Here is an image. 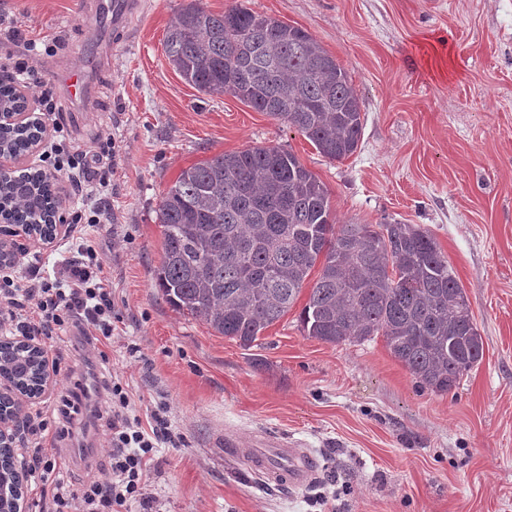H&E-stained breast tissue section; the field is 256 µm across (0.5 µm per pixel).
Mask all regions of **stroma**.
Listing matches in <instances>:
<instances>
[{"mask_svg":"<svg viewBox=\"0 0 512 512\" xmlns=\"http://www.w3.org/2000/svg\"><path fill=\"white\" fill-rule=\"evenodd\" d=\"M308 31L350 74L363 129L336 161L296 129L172 69L166 29L187 0H144L131 36L87 20L83 0H0V74L31 62L66 110L47 143L113 140L105 199L62 181L64 213L109 202L95 247L112 284L103 372L142 420L168 404L174 443L158 449L130 512H512V0H202L236 2ZM44 38L29 51L27 42ZM90 88L69 99L62 77ZM294 153L327 187L339 224L395 219L428 230L463 286L484 340L481 363L449 393L421 388L382 338L308 337L299 308L246 349L171 307L154 282L160 202L196 163L249 146ZM73 343L42 397L84 379ZM288 438L319 463L299 488L253 474L224 446ZM49 459L73 485L109 459L96 423L74 424Z\"/></svg>","mask_w":512,"mask_h":512,"instance_id":"1","label":"stroma"}]
</instances>
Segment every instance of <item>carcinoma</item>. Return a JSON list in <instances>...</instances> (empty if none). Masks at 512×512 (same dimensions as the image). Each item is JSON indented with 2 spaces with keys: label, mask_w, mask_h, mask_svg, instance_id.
Returning <instances> with one entry per match:
<instances>
[{
  "label": "carcinoma",
  "mask_w": 512,
  "mask_h": 512,
  "mask_svg": "<svg viewBox=\"0 0 512 512\" xmlns=\"http://www.w3.org/2000/svg\"><path fill=\"white\" fill-rule=\"evenodd\" d=\"M165 54L188 84L230 94L286 123L323 156L353 154L363 123L348 72L304 29L239 3L222 14L189 0L167 28ZM40 130L0 131V150L28 152ZM48 177L0 181V219L39 223L55 210ZM163 255L155 286L176 310L250 348L288 313L321 264L299 320L325 343L384 338L422 388L450 392L483 358L468 298L429 231L414 224H335L330 194L278 146L220 154L181 172L158 209ZM42 351L0 340V380L39 390ZM24 478L0 447V512Z\"/></svg>",
  "instance_id": "obj_1"
}]
</instances>
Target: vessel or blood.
<instances>
[{
  "mask_svg": "<svg viewBox=\"0 0 512 512\" xmlns=\"http://www.w3.org/2000/svg\"><path fill=\"white\" fill-rule=\"evenodd\" d=\"M141 7V0H110L113 31L127 28L131 16ZM259 450L251 454L252 467L258 475L278 485L301 487L317 475V461L309 453L288 447L276 437L266 436L257 442Z\"/></svg>",
  "mask_w": 512,
  "mask_h": 512,
  "instance_id": "vessel-or-blood-1",
  "label": "vessel or blood"
}]
</instances>
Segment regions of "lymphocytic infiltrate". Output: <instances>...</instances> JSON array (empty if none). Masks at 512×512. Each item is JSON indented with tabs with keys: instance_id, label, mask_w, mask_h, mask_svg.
<instances>
[{
	"instance_id": "lymphocytic-infiltrate-1",
	"label": "lymphocytic infiltrate",
	"mask_w": 512,
	"mask_h": 512,
	"mask_svg": "<svg viewBox=\"0 0 512 512\" xmlns=\"http://www.w3.org/2000/svg\"><path fill=\"white\" fill-rule=\"evenodd\" d=\"M112 305L103 260L84 241L75 254L57 261L52 276L34 270L23 290L9 285L0 289V330L43 337L57 353L75 336L88 343L99 335L111 337ZM88 407L95 419L106 422L111 470L76 492L65 489L59 471L44 457L46 418L38 412L29 419L33 458L27 466L28 482L42 512H129L131 503L143 496L157 448L171 441L163 416L152 414L150 425H143L119 378L104 376Z\"/></svg>"
}]
</instances>
